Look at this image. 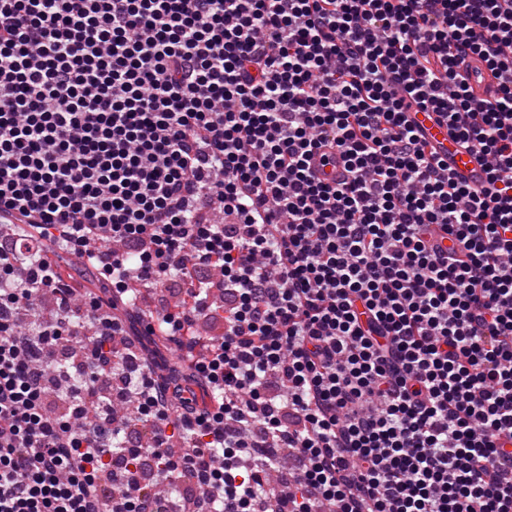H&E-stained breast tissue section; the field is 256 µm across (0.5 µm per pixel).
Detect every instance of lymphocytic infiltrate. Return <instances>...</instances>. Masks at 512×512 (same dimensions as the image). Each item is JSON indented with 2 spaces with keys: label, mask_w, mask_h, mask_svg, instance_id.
I'll list each match as a JSON object with an SVG mask.
<instances>
[{
  "label": "lymphocytic infiltrate",
  "mask_w": 512,
  "mask_h": 512,
  "mask_svg": "<svg viewBox=\"0 0 512 512\" xmlns=\"http://www.w3.org/2000/svg\"><path fill=\"white\" fill-rule=\"evenodd\" d=\"M472 58L494 102L460 81ZM0 219V512H165L145 459L208 488L198 512H512V0H0ZM171 279L158 329L209 409L113 343L134 283ZM47 290L55 318L19 331ZM80 338L57 417L44 351ZM131 366L120 421L97 388ZM126 455L116 496L100 474ZM498 83L499 79L485 68H481L479 73H473L469 79L472 94L478 101H491ZM413 119L423 128L428 149L438 154H447L449 171L459 181L472 187L481 186L485 172L476 152L458 145L448 132V125L438 121L433 112H411Z\"/></svg>",
  "instance_id": "f902f5d3"
}]
</instances>
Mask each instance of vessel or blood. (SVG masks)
Masks as SVG:
<instances>
[{
  "label": "vessel or blood",
  "instance_id": "obj_1",
  "mask_svg": "<svg viewBox=\"0 0 512 512\" xmlns=\"http://www.w3.org/2000/svg\"><path fill=\"white\" fill-rule=\"evenodd\" d=\"M469 85L476 100L489 101L496 94L498 80L489 70L483 69L471 75ZM413 118L423 128L429 150L448 155L450 172L456 179L473 187L484 183L485 172L478 154L460 147L446 123L440 122L431 112H417Z\"/></svg>",
  "mask_w": 512,
  "mask_h": 512
}]
</instances>
